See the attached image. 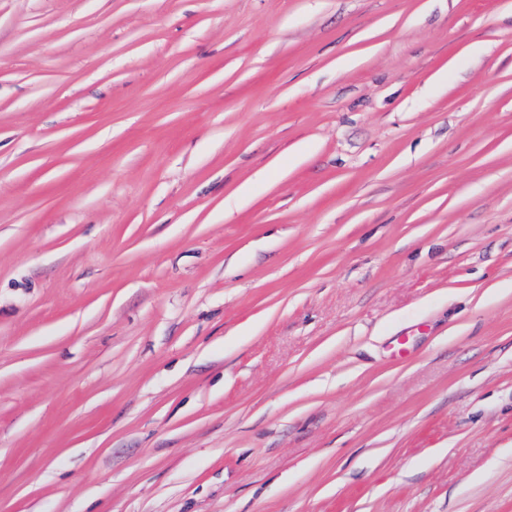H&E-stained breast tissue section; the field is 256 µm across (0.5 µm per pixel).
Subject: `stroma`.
I'll list each match as a JSON object with an SVG mask.
<instances>
[{
	"label": "stroma",
	"mask_w": 512,
	"mask_h": 512,
	"mask_svg": "<svg viewBox=\"0 0 512 512\" xmlns=\"http://www.w3.org/2000/svg\"><path fill=\"white\" fill-rule=\"evenodd\" d=\"M0 512H512V0H0Z\"/></svg>",
	"instance_id": "stroma-1"
}]
</instances>
